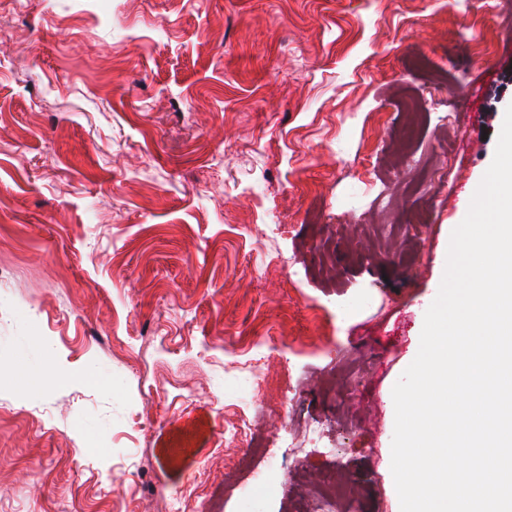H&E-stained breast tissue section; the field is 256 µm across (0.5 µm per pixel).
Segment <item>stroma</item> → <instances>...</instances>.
<instances>
[{"mask_svg": "<svg viewBox=\"0 0 512 512\" xmlns=\"http://www.w3.org/2000/svg\"><path fill=\"white\" fill-rule=\"evenodd\" d=\"M496 2L0 0V512H399L392 389L512 104Z\"/></svg>", "mask_w": 512, "mask_h": 512, "instance_id": "1", "label": "stroma"}]
</instances>
